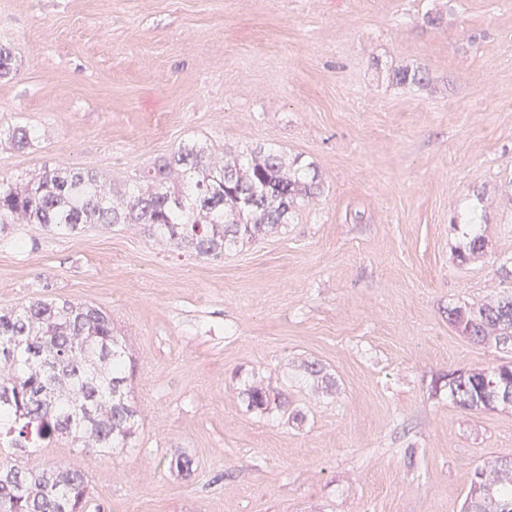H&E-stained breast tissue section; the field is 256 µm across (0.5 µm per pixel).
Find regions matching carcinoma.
I'll return each mask as SVG.
<instances>
[{
  "mask_svg": "<svg viewBox=\"0 0 512 512\" xmlns=\"http://www.w3.org/2000/svg\"><path fill=\"white\" fill-rule=\"evenodd\" d=\"M16 71V56L0 46V78ZM36 131L18 125L9 144L28 148ZM313 184L281 153L256 147L219 156L190 141L135 175L119 190L93 171L46 169L24 180L0 179V224H39L71 235L87 224L134 226L155 243L206 259L264 237L290 223L298 199ZM448 321L470 339L512 346V291L496 301L448 308ZM125 341L100 308L67 299L0 308V512H88L86 472L68 463L33 471L16 458L62 440L79 455L129 448L139 410L130 402ZM512 384V361L457 370L451 395L465 410H486V384ZM261 412L288 406L267 386L246 391ZM465 512H512V461L474 472Z\"/></svg>",
  "mask_w": 512,
  "mask_h": 512,
  "instance_id": "carcinoma-1",
  "label": "carcinoma"
}]
</instances>
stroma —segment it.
Instances as JSON below:
<instances>
[{
	"instance_id": "stroma-1",
	"label": "stroma",
	"mask_w": 512,
	"mask_h": 512,
	"mask_svg": "<svg viewBox=\"0 0 512 512\" xmlns=\"http://www.w3.org/2000/svg\"><path fill=\"white\" fill-rule=\"evenodd\" d=\"M1 45L0 129L37 139L0 144V178L122 187L199 139L275 147L316 185L220 261L123 227L1 232L0 307L108 312L143 409L131 448L29 466L79 462L99 512H461L475 470L512 460V410L448 387L508 357L448 309L512 287V0H0ZM473 211L485 245L463 264ZM254 382L287 412L248 408Z\"/></svg>"
}]
</instances>
